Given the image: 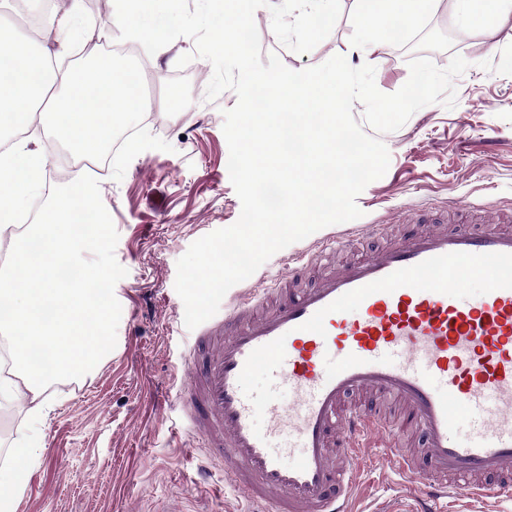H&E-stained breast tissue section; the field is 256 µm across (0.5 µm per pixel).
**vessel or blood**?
<instances>
[{
	"mask_svg": "<svg viewBox=\"0 0 512 512\" xmlns=\"http://www.w3.org/2000/svg\"><path fill=\"white\" fill-rule=\"evenodd\" d=\"M423 222L414 208L397 239L384 224L331 236L298 258L322 269L313 284L289 272L201 325L177 408L206 468L229 473L251 512H351L362 473L383 460L426 503L512 494V222ZM367 237L383 241L370 257L331 264ZM488 268L465 299L466 279ZM260 366L261 399L248 388Z\"/></svg>",
	"mask_w": 512,
	"mask_h": 512,
	"instance_id": "vessel-or-blood-1",
	"label": "vessel or blood"
}]
</instances>
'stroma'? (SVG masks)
<instances>
[{
  "label": "stroma",
  "mask_w": 512,
  "mask_h": 512,
  "mask_svg": "<svg viewBox=\"0 0 512 512\" xmlns=\"http://www.w3.org/2000/svg\"><path fill=\"white\" fill-rule=\"evenodd\" d=\"M353 0H341V16L330 35L300 55L283 46L271 29V12L256 10L263 54H277L293 70L317 66L335 55L352 66L376 68L385 94L409 77L417 56L446 66L452 55L469 63L454 81L456 105L436 103L415 112L400 129L382 134L390 163L387 173L358 195L362 223L399 217L413 203L432 209L456 204L494 217L512 206V44L499 43L487 28H463L453 0L400 33L369 34L353 20ZM114 0L98 13L81 10L70 27L43 46L58 68L73 64L88 42L111 46ZM377 44L354 55L356 44ZM194 43L181 37L148 58L147 130L172 145V152L147 150L128 166L122 180L101 177V199L118 232L117 261L126 276L114 293L122 307L117 345L83 380L53 383V406L39 421L37 462L28 473L16 512H245L227 475L205 479L199 449L184 448L169 409L190 372L182 353L194 341L184 305L175 291L177 262L197 239L235 223L241 203L228 174L223 112L234 92L205 98L213 69L193 57L177 69ZM327 235L319 230L275 253L242 285L223 298L231 303L242 288L294 268L296 257Z\"/></svg>",
  "instance_id": "obj_1"
}]
</instances>
